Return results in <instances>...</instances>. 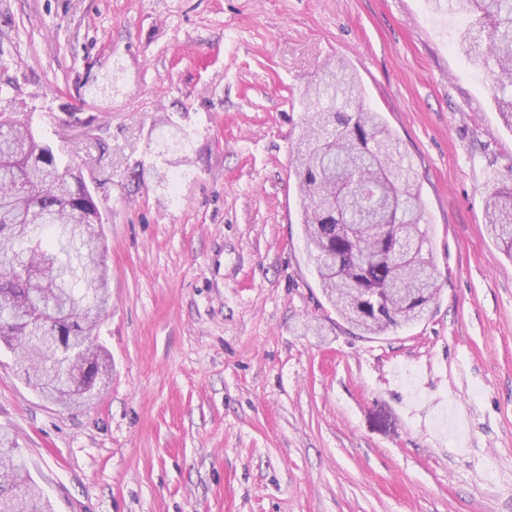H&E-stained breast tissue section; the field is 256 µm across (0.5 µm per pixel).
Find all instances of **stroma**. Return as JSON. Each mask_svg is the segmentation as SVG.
<instances>
[{
	"label": "stroma",
	"instance_id": "obj_1",
	"mask_svg": "<svg viewBox=\"0 0 512 512\" xmlns=\"http://www.w3.org/2000/svg\"><path fill=\"white\" fill-rule=\"evenodd\" d=\"M467 25L432 0H0L9 110L81 170L110 273L83 407L0 351V428L54 512H512V259L485 224L512 128ZM332 59L418 170L440 273L382 336L325 297L290 168Z\"/></svg>",
	"mask_w": 512,
	"mask_h": 512
}]
</instances>
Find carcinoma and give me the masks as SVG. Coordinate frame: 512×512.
Listing matches in <instances>:
<instances>
[{"label": "carcinoma", "instance_id": "obj_1", "mask_svg": "<svg viewBox=\"0 0 512 512\" xmlns=\"http://www.w3.org/2000/svg\"><path fill=\"white\" fill-rule=\"evenodd\" d=\"M468 16L460 47L490 67L494 99L512 127V0H450ZM315 106L305 138L291 159L297 178L301 220L325 295L361 336H379L417 318L388 297L364 315L347 316L341 302L353 295L348 281L392 283L411 306L430 301L423 289H438V272L425 256L428 229L421 227V184L412 163L397 151V138L380 113L365 104L362 89L340 62L322 69L306 90ZM186 137L170 132L155 149L179 154ZM485 218L502 252L512 258V185L488 186ZM408 227L398 237L414 260L390 269L365 264L378 236ZM102 217L81 175L60 169L54 148L29 124L0 113V348L23 361L26 383L46 400L75 408L85 395L66 384L69 364L86 362L83 337L110 306L103 259ZM92 367L106 383L111 363L98 347ZM0 512H51L42 489L25 471L20 449L0 432Z\"/></svg>", "mask_w": 512, "mask_h": 512}]
</instances>
